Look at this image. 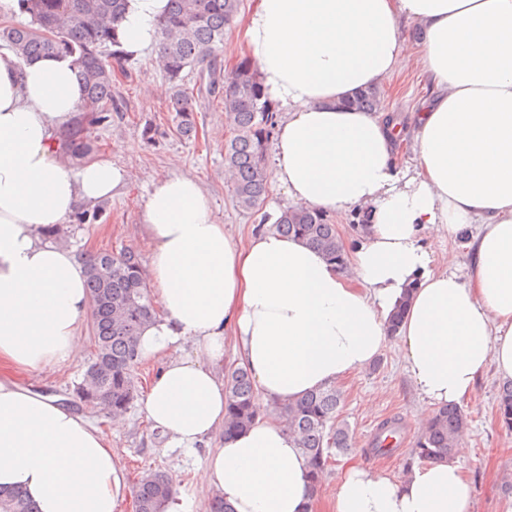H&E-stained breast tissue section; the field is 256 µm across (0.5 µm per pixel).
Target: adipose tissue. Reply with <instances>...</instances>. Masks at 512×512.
Wrapping results in <instances>:
<instances>
[{
  "mask_svg": "<svg viewBox=\"0 0 512 512\" xmlns=\"http://www.w3.org/2000/svg\"><path fill=\"white\" fill-rule=\"evenodd\" d=\"M166 6L128 0L124 52L155 45ZM241 42L279 113L272 166L292 207L337 220L360 211L367 230L342 270L272 224L236 241L194 179L154 182L139 218L158 315L138 349L162 364L142 408L173 447L207 444L224 428L220 371L232 357L264 417L209 449L207 488L232 512H302L308 459L271 407L369 365L399 302L406 366L429 404L468 399L490 366L512 379V0H254ZM411 67L430 93L407 125L345 106ZM83 101L71 61L0 53V365L28 374L80 358L90 308L83 261L44 229L126 182L111 162L73 168L59 153L54 130ZM427 229L468 249L467 276L434 270ZM0 488L36 512H116L130 493L103 428L7 376ZM473 497L454 460L397 479L346 459L327 512H472Z\"/></svg>",
  "mask_w": 512,
  "mask_h": 512,
  "instance_id": "obj_1",
  "label": "adipose tissue"
}]
</instances>
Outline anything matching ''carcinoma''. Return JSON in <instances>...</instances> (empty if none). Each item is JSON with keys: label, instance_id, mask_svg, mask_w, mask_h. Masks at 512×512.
I'll return each mask as SVG.
<instances>
[{"label": "carcinoma", "instance_id": "obj_1", "mask_svg": "<svg viewBox=\"0 0 512 512\" xmlns=\"http://www.w3.org/2000/svg\"><path fill=\"white\" fill-rule=\"evenodd\" d=\"M126 0H17L6 13L27 14L25 24L8 21L0 26V42L22 62L43 56L73 58L83 82L84 110L90 120H107L103 105L112 101V60H120L115 30L123 18ZM240 0H169L167 12L156 23L157 64L171 81L182 80L185 71H196L208 79V92L224 108L233 131L224 146V161L232 174V192L238 207L258 209L269 180L267 150L275 133L276 112L257 78L255 66L247 59L237 65L234 76L224 79L220 51L224 36L234 24ZM116 47L112 59L103 48ZM350 104L379 110L381 92L361 91ZM197 100L193 92H177L168 105L175 113L178 132L190 139L197 133ZM278 231L317 247L325 259L339 267L348 255L336 225L320 211L286 208L277 215ZM88 290L94 324V354L75 393L84 404L102 411L127 410L138 397L136 370L141 363L137 339L156 317L139 255L132 249L98 252L86 259ZM224 437L252 426L259 413L250 373L242 366L229 369ZM343 393L331 383L315 389L302 399L275 406L288 432L310 464L311 491H316L328 472L333 451L352 447L349 424L340 418ZM497 415L512 429V380L502 383L497 396ZM467 429L464 410L453 404L437 408L416 448L419 458L450 456ZM399 426L386 421L373 450L388 454L395 447ZM172 491L171 479L162 472H145L135 489L136 512H161ZM0 512H35L19 491L0 490Z\"/></svg>", "mask_w": 512, "mask_h": 512}]
</instances>
